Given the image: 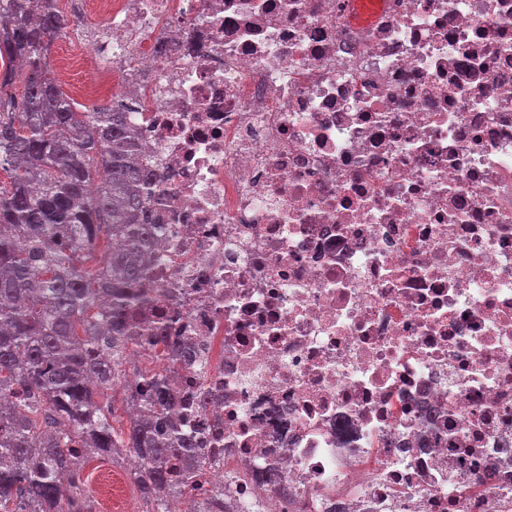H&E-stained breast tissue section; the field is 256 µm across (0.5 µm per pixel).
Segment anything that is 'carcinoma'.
I'll use <instances>...</instances> for the list:
<instances>
[{"mask_svg":"<svg viewBox=\"0 0 512 512\" xmlns=\"http://www.w3.org/2000/svg\"><path fill=\"white\" fill-rule=\"evenodd\" d=\"M58 2L0 0V89L24 82L19 103L0 93V512H85V461L124 452L138 459L129 478L147 512H174L179 496L192 512H236L221 492L200 496L190 473L173 487L172 459L209 463L173 419L185 405L204 416L208 402L176 387L200 346L138 321L160 231L148 190L165 176L136 163L125 113L77 112L47 76L69 28ZM142 353L160 369L124 384L132 414L119 433L97 396Z\"/></svg>","mask_w":512,"mask_h":512,"instance_id":"carcinoma-1","label":"carcinoma"}]
</instances>
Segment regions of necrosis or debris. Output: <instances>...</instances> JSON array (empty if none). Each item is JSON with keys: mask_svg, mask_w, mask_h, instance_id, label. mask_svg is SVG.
Instances as JSON below:
<instances>
[{"mask_svg": "<svg viewBox=\"0 0 512 512\" xmlns=\"http://www.w3.org/2000/svg\"><path fill=\"white\" fill-rule=\"evenodd\" d=\"M241 512H512V0H91ZM288 484L287 498L269 479Z\"/></svg>", "mask_w": 512, "mask_h": 512, "instance_id": "obj_1", "label": "necrosis or debris"}]
</instances>
